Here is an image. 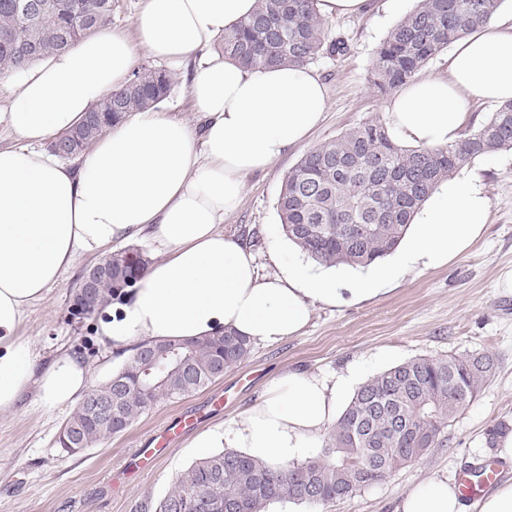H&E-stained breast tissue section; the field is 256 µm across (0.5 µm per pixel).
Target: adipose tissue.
Here are the masks:
<instances>
[{"mask_svg": "<svg viewBox=\"0 0 512 512\" xmlns=\"http://www.w3.org/2000/svg\"><path fill=\"white\" fill-rule=\"evenodd\" d=\"M255 0H144L134 35L101 31L11 76L0 125L17 137L0 146V413L45 412L88 391L89 366L61 352L40 365L24 331L29 307L43 300L82 255L149 236L162 258L123 304L107 310L97 338L117 358L139 343L204 337L228 329L274 343L297 335L316 305L378 293L414 267L444 266L481 236L490 202L476 174L452 178L424 204L390 261L342 294L341 273L273 245L275 274L260 276L251 249L224 232L245 181L303 145L319 123L327 93L303 68L245 69L213 46L247 20ZM191 68L197 126L160 105L130 115L89 150L62 162L43 142L75 127L129 82L139 52ZM512 99V24L490 19L448 55L443 77L416 78L385 106L393 137L420 148L455 142L476 104ZM354 374L288 371L274 377L241 422L216 425L193 448L231 443L282 469L309 459L335 422ZM396 512H512V480L465 506L447 478L411 489Z\"/></svg>", "mask_w": 512, "mask_h": 512, "instance_id": "ef3b65f1", "label": "adipose tissue"}]
</instances>
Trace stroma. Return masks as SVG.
<instances>
[{
  "label": "stroma",
  "instance_id": "1",
  "mask_svg": "<svg viewBox=\"0 0 512 512\" xmlns=\"http://www.w3.org/2000/svg\"><path fill=\"white\" fill-rule=\"evenodd\" d=\"M371 13L328 19L331 35L344 36L349 51L322 56L314 64L327 86L322 120L305 147L290 151L266 173L249 177L239 207L224 218V231L236 234L256 256L260 274L275 273L268 250L282 237L276 201L286 173L306 149L346 129L384 115L386 96L370 84L378 45L416 0H372ZM478 172L490 198V219L482 237L466 252L436 269L415 268L371 298L336 307L317 306L303 333L275 343H256L250 357L207 387L180 399L161 400L121 435L83 453L63 454L56 440L70 409L0 414V512H136L140 502L165 495L177 474L197 461L191 436L169 448L154 471L111 485L113 472L155 430L185 413L200 417L198 431L233 425L264 393L271 378L288 370L356 373L366 381L414 358L491 355L495 374L448 427V441L383 481L324 508L277 502L269 512H394L400 499L421 481L497 459L491 429L512 425V151L468 164ZM90 257H80L33 305L27 335L44 358L73 351L100 383L119 362L95 341L96 314L78 311L74 294Z\"/></svg>",
  "mask_w": 512,
  "mask_h": 512
}]
</instances>
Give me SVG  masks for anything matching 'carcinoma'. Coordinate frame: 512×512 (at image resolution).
Instances as JSON below:
<instances>
[{
	"label": "carcinoma",
	"instance_id": "carcinoma-1",
	"mask_svg": "<svg viewBox=\"0 0 512 512\" xmlns=\"http://www.w3.org/2000/svg\"><path fill=\"white\" fill-rule=\"evenodd\" d=\"M0 0V77L65 51L112 23V0ZM317 0H256L251 17L224 33V56L247 68L303 67L323 55L344 56L347 40L331 37ZM504 0H417L376 51L371 85L377 93L409 82L440 50L486 24ZM167 70L142 63L122 89L97 104L73 129L50 143L72 159L112 124L170 96ZM512 149V99L489 118L436 149L405 147L372 119L307 151L286 174L276 210L284 233L312 260L367 267L392 253L413 218L441 183L483 156ZM139 249L115 251L102 263L92 308L119 296L148 268ZM178 360L147 355L167 348ZM252 343L234 332L182 341L141 343L135 354L96 384L59 433L76 455L122 434L161 399L194 392L250 357ZM487 354L416 358L367 379L333 426L322 453L274 470L236 449L202 458L138 512H268L276 502L324 507L350 498L446 441L445 430L494 374Z\"/></svg>",
	"mask_w": 512,
	"mask_h": 512
}]
</instances>
